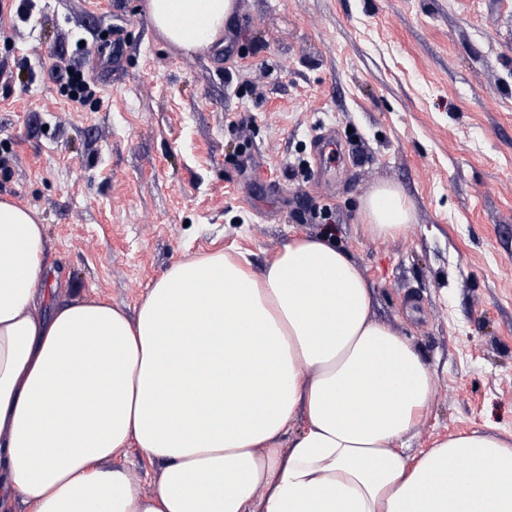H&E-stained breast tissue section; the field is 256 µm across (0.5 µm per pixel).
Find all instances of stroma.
<instances>
[{
    "mask_svg": "<svg viewBox=\"0 0 512 512\" xmlns=\"http://www.w3.org/2000/svg\"><path fill=\"white\" fill-rule=\"evenodd\" d=\"M234 3L188 53L147 0H0V199L44 225L59 298L131 312L176 262L328 234L432 372L411 454L512 434V0ZM385 183L412 222L375 238ZM365 231L375 237L395 236L411 221V208L401 190L382 184L361 201Z\"/></svg>",
    "mask_w": 512,
    "mask_h": 512,
    "instance_id": "stroma-1",
    "label": "stroma"
}]
</instances>
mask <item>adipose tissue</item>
I'll list each match as a JSON object with an SVG mask.
<instances>
[{
	"label": "adipose tissue",
	"mask_w": 512,
	"mask_h": 512,
	"mask_svg": "<svg viewBox=\"0 0 512 512\" xmlns=\"http://www.w3.org/2000/svg\"><path fill=\"white\" fill-rule=\"evenodd\" d=\"M188 51L221 43L233 0H148ZM365 230L401 233L392 184ZM35 214L0 200V512H512V437L471 431L408 457L432 374L372 312L328 239L261 272L216 253L173 264L134 313L56 300ZM159 472L143 491L112 459Z\"/></svg>",
	"instance_id": "obj_1"
}]
</instances>
